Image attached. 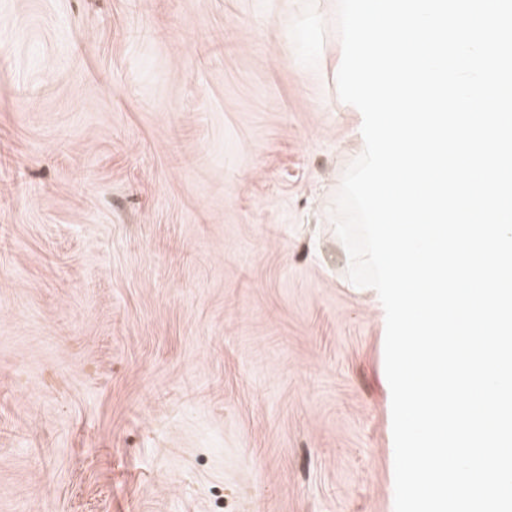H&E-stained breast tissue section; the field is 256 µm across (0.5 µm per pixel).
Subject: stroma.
I'll use <instances>...</instances> for the list:
<instances>
[{
  "label": "stroma",
  "mask_w": 512,
  "mask_h": 512,
  "mask_svg": "<svg viewBox=\"0 0 512 512\" xmlns=\"http://www.w3.org/2000/svg\"><path fill=\"white\" fill-rule=\"evenodd\" d=\"M337 0H0V512H394Z\"/></svg>",
  "instance_id": "35a3bbf8"
}]
</instances>
